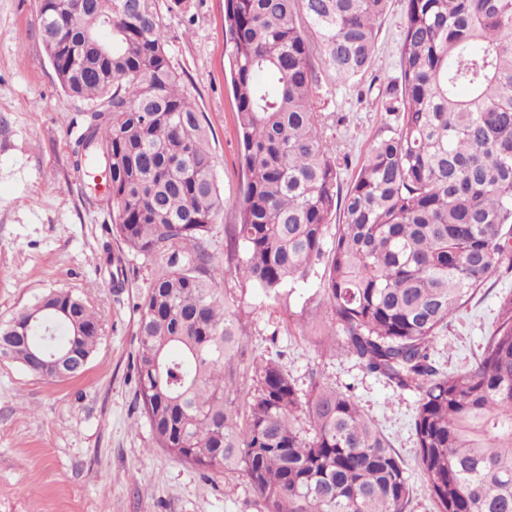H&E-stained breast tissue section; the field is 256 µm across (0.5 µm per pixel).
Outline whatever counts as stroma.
Returning <instances> with one entry per match:
<instances>
[{
    "instance_id": "stroma-1",
    "label": "stroma",
    "mask_w": 512,
    "mask_h": 512,
    "mask_svg": "<svg viewBox=\"0 0 512 512\" xmlns=\"http://www.w3.org/2000/svg\"><path fill=\"white\" fill-rule=\"evenodd\" d=\"M402 8L391 0L373 67L358 82L336 81L323 62L315 64L329 87L317 107L327 118V139L345 160V186L369 145L394 123L380 93L399 71ZM162 25L181 88L205 116L224 200L209 249L249 352L278 360L299 388L308 387L314 371L350 391L407 463L413 512H433L415 465L418 395L393 391L328 343L333 320L322 265L275 296L235 272L226 229L236 221L245 171L226 68L224 0H186L183 10L163 11ZM86 111L56 79L35 0H0V323L49 290L66 288L89 302L102 328L85 372L71 380L50 382L0 360V512H259L243 474L197 470L154 441L136 393L135 305L166 261L128 252L112 237L106 203L90 199L72 154ZM109 250L123 258L124 287L112 283ZM510 294L512 269L503 267L458 310L435 348L446 371L470 366Z\"/></svg>"
}]
</instances>
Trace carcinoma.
<instances>
[{
    "instance_id": "cac0c4a2",
    "label": "carcinoma",
    "mask_w": 512,
    "mask_h": 512,
    "mask_svg": "<svg viewBox=\"0 0 512 512\" xmlns=\"http://www.w3.org/2000/svg\"><path fill=\"white\" fill-rule=\"evenodd\" d=\"M70 3L45 0L36 21L62 90L88 104L74 165L110 168L113 237L167 258L136 304L137 394L157 446L203 471L242 473L261 512H411L403 459L352 396L315 372L303 391L272 358L240 373L244 327L207 245L224 201L158 0H88L82 15ZM388 6L224 0L246 174L230 229L236 271L278 294L325 255V227L342 214L322 274L338 346L418 394L417 464L435 512H512V295L466 372L433 354L453 314L512 267V0H403L400 72L382 98L397 125L343 193L313 59L344 83L362 78ZM103 31L108 60L85 43ZM97 327L84 298L52 290L0 325V358L54 381L57 348L73 354L76 378Z\"/></svg>"
}]
</instances>
